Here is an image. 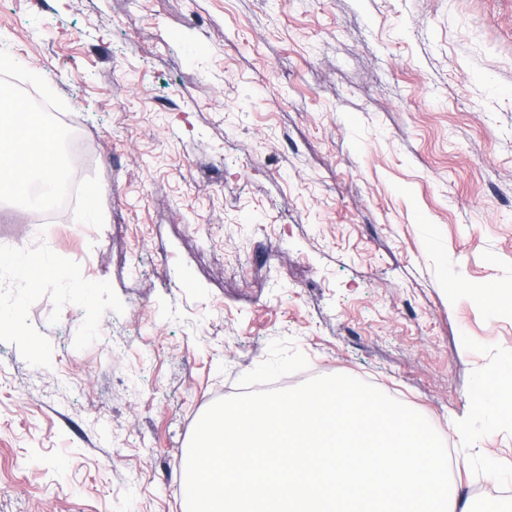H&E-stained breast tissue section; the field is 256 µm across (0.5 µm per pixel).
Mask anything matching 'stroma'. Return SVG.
I'll return each instance as SVG.
<instances>
[{"instance_id":"35a3bbf8","label":"stroma","mask_w":512,"mask_h":512,"mask_svg":"<svg viewBox=\"0 0 512 512\" xmlns=\"http://www.w3.org/2000/svg\"><path fill=\"white\" fill-rule=\"evenodd\" d=\"M96 156L102 230L0 203V512H181L195 420L347 374L512 512V0H0ZM40 265V266H31ZM16 270L23 276H27L29 284L33 288L40 287L45 281L53 276L52 269L41 261L21 262L16 266ZM495 373L494 392L491 395L479 394L473 405L478 410L486 408L495 410L497 408L498 414L512 419V364L499 367ZM506 405L510 406L509 412L505 408Z\"/></svg>"}]
</instances>
